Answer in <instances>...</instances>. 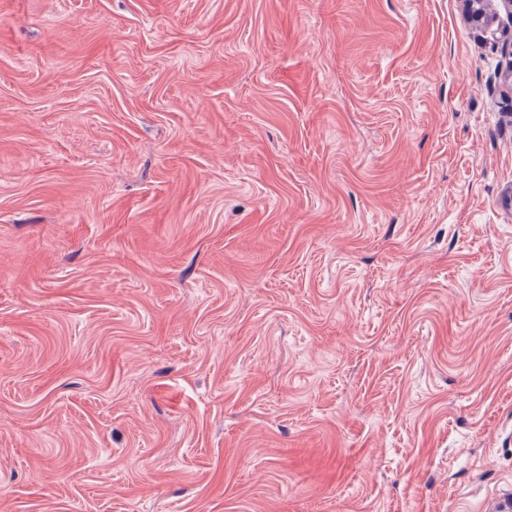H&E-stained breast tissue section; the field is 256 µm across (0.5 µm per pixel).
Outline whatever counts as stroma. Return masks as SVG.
Returning <instances> with one entry per match:
<instances>
[{"label": "stroma", "mask_w": 512, "mask_h": 512, "mask_svg": "<svg viewBox=\"0 0 512 512\" xmlns=\"http://www.w3.org/2000/svg\"><path fill=\"white\" fill-rule=\"evenodd\" d=\"M511 60L462 0H0V512H512Z\"/></svg>", "instance_id": "obj_1"}]
</instances>
